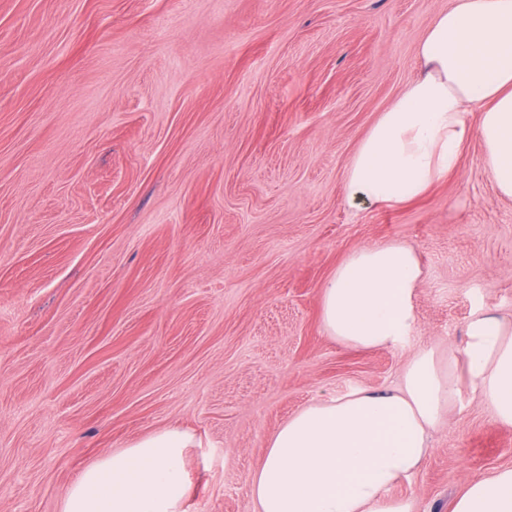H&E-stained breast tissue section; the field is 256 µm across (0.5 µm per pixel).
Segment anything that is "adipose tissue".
<instances>
[{
  "label": "adipose tissue",
  "instance_id": "ef3b65f1",
  "mask_svg": "<svg viewBox=\"0 0 512 512\" xmlns=\"http://www.w3.org/2000/svg\"><path fill=\"white\" fill-rule=\"evenodd\" d=\"M419 74L381 112L345 176L351 206L395 205L423 194L478 138L498 193L512 198V0H452L418 41ZM478 113L470 124L468 113ZM423 269L403 242L353 251L321 293V323L352 349L391 348L415 323ZM512 426V323L478 309L460 347L416 350L391 391L313 401L269 437L250 481L258 512H412L390 490L418 471L431 436L462 388ZM193 436L155 431L84 467L60 512H186ZM452 512H512V466L470 482Z\"/></svg>",
  "mask_w": 512,
  "mask_h": 512
}]
</instances>
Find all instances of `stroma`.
<instances>
[{
  "mask_svg": "<svg viewBox=\"0 0 512 512\" xmlns=\"http://www.w3.org/2000/svg\"><path fill=\"white\" fill-rule=\"evenodd\" d=\"M450 0H0V512H58L88 463L193 434L189 512H257L269 436L319 395L394 387L416 349L512 318V198L478 139L396 206L347 165ZM416 247V325L337 344L321 291L355 249ZM512 465L463 391L391 493L450 512Z\"/></svg>",
  "mask_w": 512,
  "mask_h": 512,
  "instance_id": "1",
  "label": "stroma"
}]
</instances>
